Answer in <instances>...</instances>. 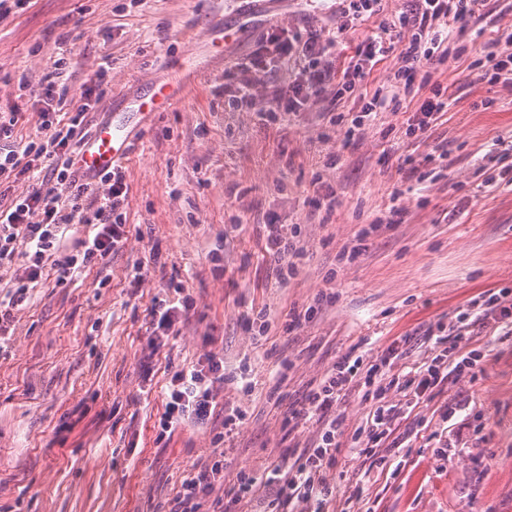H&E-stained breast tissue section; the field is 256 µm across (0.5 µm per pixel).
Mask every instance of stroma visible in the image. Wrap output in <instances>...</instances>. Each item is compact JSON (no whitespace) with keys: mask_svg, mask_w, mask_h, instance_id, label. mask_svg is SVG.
<instances>
[{"mask_svg":"<svg viewBox=\"0 0 512 512\" xmlns=\"http://www.w3.org/2000/svg\"><path fill=\"white\" fill-rule=\"evenodd\" d=\"M408 6L380 0L377 16L353 25L343 0H293L291 16L272 25L242 18L238 0H31L0 21V112H21L18 134L35 142V96L60 49L71 63L59 110L94 101L92 127L111 120L119 89L143 94L137 77L213 40L209 70L124 165L123 246L105 268L63 285L44 270L0 346V512H168L216 450L229 463L202 498L200 512H212L239 471L295 461L316 441L315 422L289 418L342 356L368 366L405 337L392 372L416 375L434 354L431 325L482 293L512 289V82L488 83L472 66L478 47L512 24V0H485L482 37L445 63L422 64L428 82L415 98L345 139L402 65L391 51L351 87L350 58L379 21ZM218 15L233 36L209 35ZM277 26L338 33L343 44L312 105L264 122L258 111L278 109L303 79L266 41ZM260 50L271 61L252 75V101H239L236 67ZM437 89L450 106L417 138L409 127ZM270 222L301 229L296 270L283 283L280 259L264 249ZM360 242L356 258L344 256ZM179 286L193 306L151 347L154 304ZM309 307L310 320L283 332L289 313ZM252 309L267 311V329L244 321ZM466 334L484 355L478 378L449 375L412 405L391 392L400 410L382 448L386 468L349 450L373 401L352 389L337 402L343 451L326 471L336 488L327 512H512V333L477 320ZM210 354L230 378L216 401L238 417L232 435L219 443L220 424L189 423L158 440L172 373ZM450 403L457 411L441 421Z\"/></svg>","mask_w":512,"mask_h":512,"instance_id":"35a3bbf8","label":"stroma"}]
</instances>
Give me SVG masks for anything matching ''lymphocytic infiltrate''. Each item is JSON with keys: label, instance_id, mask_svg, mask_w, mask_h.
I'll use <instances>...</instances> for the list:
<instances>
[{"label": "lymphocytic infiltrate", "instance_id": "f902f5d3", "mask_svg": "<svg viewBox=\"0 0 512 512\" xmlns=\"http://www.w3.org/2000/svg\"><path fill=\"white\" fill-rule=\"evenodd\" d=\"M410 12L394 19L382 20L375 35L366 38L355 51L357 61L354 75H361L364 64H377L385 55L386 36L393 31L404 32L400 57L403 65L394 76L393 100L412 92L421 63H442L457 44L468 36L474 20L481 16L484 0H411ZM280 56L300 50L308 63L309 75L305 87H292L287 99L288 111L302 106L301 91L317 95L323 90L324 70L320 59L336 49V38H320L309 34L302 45H295L279 29L272 33ZM477 65L481 76L497 83L512 74V30L503 29L496 39L480 48ZM54 83H46L38 100L43 108L40 126L46 135L40 143L15 142L19 122L18 112L0 113V184L20 175L40 176L44 162H51L48 187H38L12 198L7 207H0V270L9 272L5 298L0 299V334H5L16 320V314L31 297L32 284L39 281L45 266L57 271L58 283H66L75 272L102 264L123 242L126 235L124 202L128 186L122 170L101 175L91 182L79 181L73 169V159L84 139V111H77L69 123H55ZM85 225L83 236L64 243L61 235L65 226ZM455 349L460 355L456 364H449L448 352L431 358L427 367L415 378V394L447 381L449 374L473 378L482 370L480 352L468 349L463 333L454 335ZM390 358L372 365L364 378V395L377 406L352 438L360 453L376 456L378 449L392 433L391 409L383 401L390 388L398 385L391 374ZM357 376L356 365L349 357H341L321 383L308 396L304 414L307 419L321 423L322 430L313 447L305 449L289 467L279 464L264 466L261 473L239 472L237 486L230 496L231 504L264 493L269 512H289L296 503L324 507L333 500L335 491L326 480V471L335 465L341 450L342 421L332 410L345 392L352 388ZM224 385V362L207 356L204 362L176 370L171 375L165 398V412L160 420L162 433L172 434L187 422L204 424L213 419L216 392ZM227 461L223 455H211L197 474L182 484L170 512H198V499L210 487L215 476L223 473Z\"/></svg>", "mask_w": 512, "mask_h": 512}]
</instances>
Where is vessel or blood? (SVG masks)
<instances>
[{
    "instance_id": "b4317fda",
    "label": "vessel or blood",
    "mask_w": 512,
    "mask_h": 512,
    "mask_svg": "<svg viewBox=\"0 0 512 512\" xmlns=\"http://www.w3.org/2000/svg\"><path fill=\"white\" fill-rule=\"evenodd\" d=\"M203 70L200 59L190 53L172 65L168 79L147 78V94L130 99L124 113L99 123L84 138L74 160L77 169L93 177L125 164L146 127L157 114L170 110Z\"/></svg>"
}]
</instances>
